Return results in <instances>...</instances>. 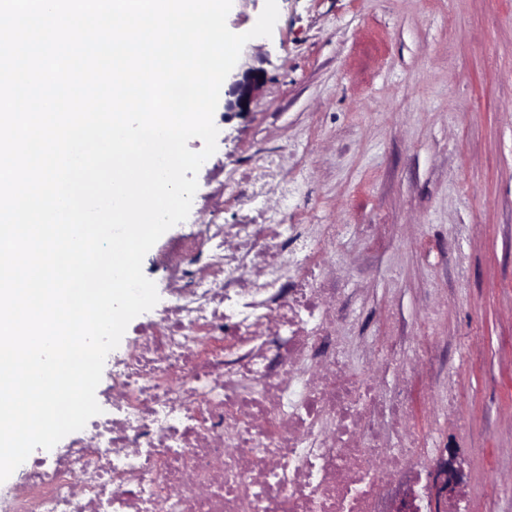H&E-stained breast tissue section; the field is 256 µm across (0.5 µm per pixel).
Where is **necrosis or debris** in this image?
<instances>
[{
  "label": "necrosis or debris",
  "instance_id": "necrosis-or-debris-1",
  "mask_svg": "<svg viewBox=\"0 0 512 512\" xmlns=\"http://www.w3.org/2000/svg\"><path fill=\"white\" fill-rule=\"evenodd\" d=\"M345 224H202L164 256L175 287L109 361L104 401L66 451L29 459L0 512H388L392 488L436 458L388 445L407 407L338 328L345 291L324 261Z\"/></svg>",
  "mask_w": 512,
  "mask_h": 512
}]
</instances>
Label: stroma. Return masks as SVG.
I'll return each instance as SVG.
<instances>
[{
	"instance_id": "obj_1",
	"label": "stroma",
	"mask_w": 512,
	"mask_h": 512,
	"mask_svg": "<svg viewBox=\"0 0 512 512\" xmlns=\"http://www.w3.org/2000/svg\"><path fill=\"white\" fill-rule=\"evenodd\" d=\"M271 37L237 70L260 83L244 111L216 110L217 150L199 193L244 181L260 155L277 177L253 206L205 203L157 241L197 225L347 224L327 264L360 310L354 356L399 316L432 358L381 367L411 385L406 429L459 451L458 512H512V0H278ZM456 428L436 430L446 386Z\"/></svg>"
}]
</instances>
